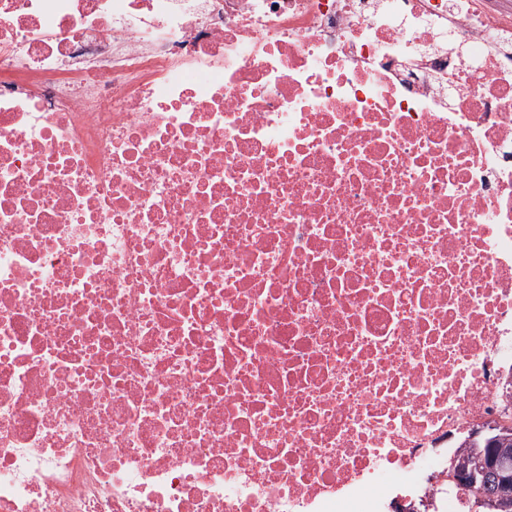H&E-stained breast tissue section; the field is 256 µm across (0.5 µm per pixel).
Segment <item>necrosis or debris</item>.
Returning a JSON list of instances; mask_svg holds the SVG:
<instances>
[{
	"label": "necrosis or debris",
	"mask_w": 512,
	"mask_h": 512,
	"mask_svg": "<svg viewBox=\"0 0 512 512\" xmlns=\"http://www.w3.org/2000/svg\"><path fill=\"white\" fill-rule=\"evenodd\" d=\"M512 424V0H0V512H463Z\"/></svg>",
	"instance_id": "1"
}]
</instances>
